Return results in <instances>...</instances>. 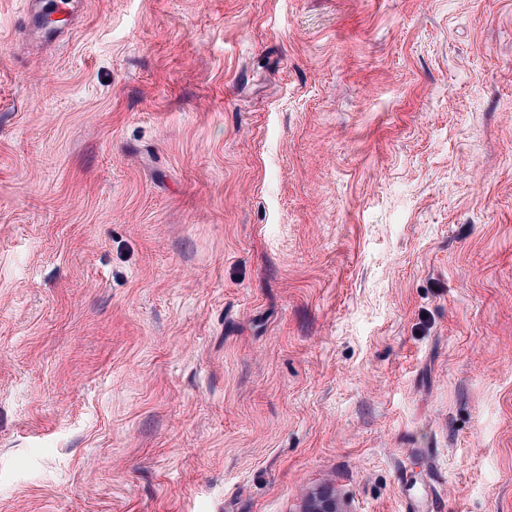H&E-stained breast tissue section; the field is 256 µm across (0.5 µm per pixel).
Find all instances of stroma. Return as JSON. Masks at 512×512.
<instances>
[{
  "label": "stroma",
  "instance_id": "35a3bbf8",
  "mask_svg": "<svg viewBox=\"0 0 512 512\" xmlns=\"http://www.w3.org/2000/svg\"><path fill=\"white\" fill-rule=\"evenodd\" d=\"M512 512V0H0V512ZM51 3L48 4H41V2L37 1H27V4L29 6V11L34 21L39 18L43 17V20L45 22V19L47 17H50L51 19L55 20H64L65 25L69 24L71 21V18L74 14V10L76 8L75 0H51ZM46 24V22H45ZM49 27H52L54 29H57V25H51L46 24ZM64 25V26H65ZM61 27V28H64ZM59 28V29H61Z\"/></svg>",
  "mask_w": 512,
  "mask_h": 512
}]
</instances>
